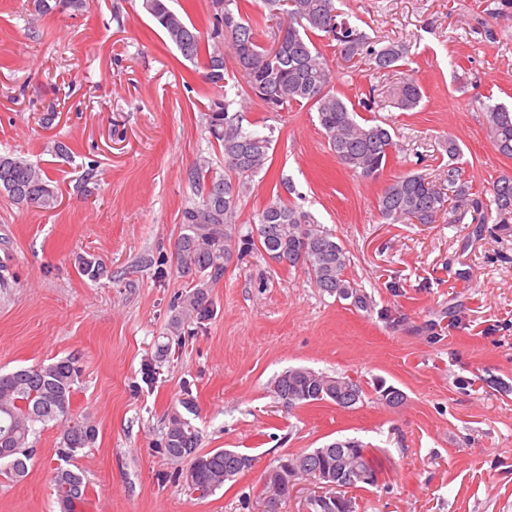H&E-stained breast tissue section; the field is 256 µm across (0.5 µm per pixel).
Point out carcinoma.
<instances>
[{
    "label": "carcinoma",
    "instance_id": "obj_1",
    "mask_svg": "<svg viewBox=\"0 0 512 512\" xmlns=\"http://www.w3.org/2000/svg\"><path fill=\"white\" fill-rule=\"evenodd\" d=\"M220 1L224 2L222 13L212 11L208 17L211 44L205 42L188 16L173 7V0H141V8L184 60L195 63L204 59L205 78L210 84L236 88L226 78V57H231L235 71L245 79V93L251 100L260 102L268 112H286L295 105L309 107L317 114L336 162L363 178L378 177L397 148L394 130L376 119L361 117L352 103L336 94L332 63L316 41L334 48L342 61L377 72L401 66L407 56L406 47L373 39L345 17L338 0H264L268 13L259 18L250 17L242 8L245 0L211 3ZM261 24L271 30V42L284 38L279 50L258 42ZM395 96L398 108L410 111L420 105L424 92L417 79L409 76ZM232 104L231 100L214 99L205 113L210 144L224 155V172L217 171L213 160L201 154L187 174L199 200L182 212L176 262L192 291L178 298L176 312L168 323L172 334L180 332L192 316H202L208 310L209 288L224 277L236 252L235 224L240 203L273 154L272 135L244 127L243 115ZM483 107L492 147L512 158V108L497 102ZM444 148L448 155V191L420 173H402L378 196L380 217L392 224L406 220L431 224L448 211L451 192L455 205L448 223L460 222V212L471 210L477 223L492 220L500 230L512 232V176L494 181L490 196L476 194L463 179L459 143L450 138ZM0 193L26 208L52 209L58 202L47 172L11 154H0ZM253 224L255 236L245 245L264 252L279 265L303 269L321 292L349 300L361 310L370 308V296L346 274L351 263L346 248L310 212L279 196L255 213ZM79 270L95 281L103 274V265L95 258L82 257ZM80 373L73 357L0 373V442L11 450L9 455H0V472L6 477L18 482L27 476L36 455L34 439L49 427L61 428L57 454L63 459L94 445L96 425L71 412ZM342 382L341 377L299 367L275 377L271 388L289 408L318 402L340 406ZM180 404L184 412L175 410L169 416L161 449L186 467L170 473L169 480L206 495L247 471L222 449L200 451L198 431L186 417L196 412L195 402L187 396ZM51 483L60 512H81L87 501L81 470L58 466Z\"/></svg>",
    "mask_w": 512,
    "mask_h": 512
}]
</instances>
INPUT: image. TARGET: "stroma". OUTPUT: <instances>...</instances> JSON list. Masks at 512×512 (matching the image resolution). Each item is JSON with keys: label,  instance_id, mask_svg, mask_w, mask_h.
Returning <instances> with one entry per match:
<instances>
[{"label": "stroma", "instance_id": "stroma-1", "mask_svg": "<svg viewBox=\"0 0 512 512\" xmlns=\"http://www.w3.org/2000/svg\"><path fill=\"white\" fill-rule=\"evenodd\" d=\"M342 8L371 37L408 50L390 71L334 66L344 99L374 96L372 114L394 129L396 152L366 179L337 163L309 108L246 104L247 122L273 130L274 153L240 205L236 235H251L255 213L287 180L283 199L336 235L371 309L252 249L210 288L206 317L173 336L168 323L188 287L175 262L181 213L195 198L186 173L202 154L224 166L203 121L217 91L139 0H86L82 11L45 15L34 0H0V153L45 168L58 193L50 210L0 197V372L77 359L72 412L98 429L94 447L67 462L87 480L83 512H262L264 474L281 456L346 438L372 449L382 470L377 486L350 490L357 512H512V233L442 217L388 224L376 209L395 175L444 184L451 137L473 190L512 176L480 107L512 104V5ZM409 75L424 97L403 111L393 92ZM80 256L99 259L103 275L83 276ZM296 367L360 382L363 402L283 406L270 384ZM381 384L401 390L403 403L379 401ZM187 394L200 451L254 460L206 496L168 481L181 464L159 448ZM59 442L57 428L44 430L26 479L0 476V512H59Z\"/></svg>", "mask_w": 512, "mask_h": 512}]
</instances>
